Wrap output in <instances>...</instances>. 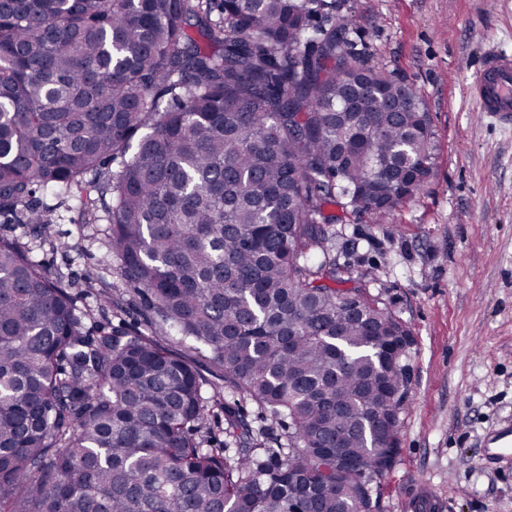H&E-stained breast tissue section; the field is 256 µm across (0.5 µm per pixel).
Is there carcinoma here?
I'll return each mask as SVG.
<instances>
[{
    "label": "carcinoma",
    "instance_id": "carcinoma-1",
    "mask_svg": "<svg viewBox=\"0 0 512 512\" xmlns=\"http://www.w3.org/2000/svg\"><path fill=\"white\" fill-rule=\"evenodd\" d=\"M351 30L337 0H0V217L109 224L147 323L91 329L0 237V512H377L412 333L329 241L417 198L437 136ZM157 336L156 338L164 343L169 344L179 352L185 353L189 361L196 367V369L207 378L214 379L220 378L223 374L222 371L216 367L208 358V354L204 351H187L174 343L170 336L165 335L158 326H156Z\"/></svg>",
    "mask_w": 512,
    "mask_h": 512
}]
</instances>
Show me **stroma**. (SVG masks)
I'll return each instance as SVG.
<instances>
[{
	"instance_id": "stroma-1",
	"label": "stroma",
	"mask_w": 512,
	"mask_h": 512,
	"mask_svg": "<svg viewBox=\"0 0 512 512\" xmlns=\"http://www.w3.org/2000/svg\"><path fill=\"white\" fill-rule=\"evenodd\" d=\"M376 66L413 83L437 133L433 176L386 223L351 216L331 254L354 284L412 330L401 454L380 512H409L418 485L446 512H512V463L485 466V437L512 424V128L480 117L468 94L489 43L512 46V0H339ZM106 227L52 225L25 243L69 273L79 306L89 274L111 275Z\"/></svg>"
}]
</instances>
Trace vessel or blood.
Returning <instances> with one entry per match:
<instances>
[{
	"mask_svg": "<svg viewBox=\"0 0 512 512\" xmlns=\"http://www.w3.org/2000/svg\"><path fill=\"white\" fill-rule=\"evenodd\" d=\"M470 95L485 117L512 122V48L500 44L487 48ZM511 453L512 431L506 429L491 438L485 460L493 463Z\"/></svg>",
	"mask_w": 512,
	"mask_h": 512,
	"instance_id": "obj_1",
	"label": "vessel or blood"
}]
</instances>
